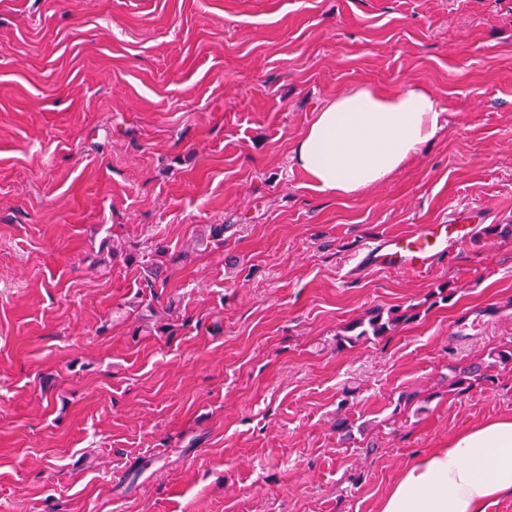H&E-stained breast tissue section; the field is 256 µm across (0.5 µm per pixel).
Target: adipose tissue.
<instances>
[{
  "label": "adipose tissue",
  "instance_id": "adipose-tissue-1",
  "mask_svg": "<svg viewBox=\"0 0 512 512\" xmlns=\"http://www.w3.org/2000/svg\"><path fill=\"white\" fill-rule=\"evenodd\" d=\"M445 123L439 96L425 87L361 85L319 109L295 141L292 160L313 189L353 197L406 167ZM510 495L512 416H503L412 459L379 512H492Z\"/></svg>",
  "mask_w": 512,
  "mask_h": 512
}]
</instances>
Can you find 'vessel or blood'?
Returning <instances> with one entry per match:
<instances>
[{
	"instance_id": "obj_1",
	"label": "vessel or blood",
	"mask_w": 512,
	"mask_h": 512,
	"mask_svg": "<svg viewBox=\"0 0 512 512\" xmlns=\"http://www.w3.org/2000/svg\"><path fill=\"white\" fill-rule=\"evenodd\" d=\"M482 216L473 209L458 211L448 224H422L412 233L390 235L369 248L362 266L367 270L421 271L447 256L454 244L466 239Z\"/></svg>"
}]
</instances>
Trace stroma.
Segmentation results:
<instances>
[{
  "label": "stroma",
  "mask_w": 512,
  "mask_h": 512,
  "mask_svg": "<svg viewBox=\"0 0 512 512\" xmlns=\"http://www.w3.org/2000/svg\"><path fill=\"white\" fill-rule=\"evenodd\" d=\"M366 83L427 86L447 123L330 197L290 150ZM464 207L481 225L428 270L355 273ZM209 224L223 246L147 288L154 241L177 254ZM495 224L512 0H0V512H378L415 454L512 415V363L448 390L512 350ZM108 236L139 264L91 266ZM399 306L414 319L339 347ZM491 375L484 372V368L480 363H473L458 372L455 369V375L449 384V390L456 391L457 394L468 392L475 386L482 385L484 382L490 381Z\"/></svg>",
  "instance_id": "stroma-1"
}]
</instances>
